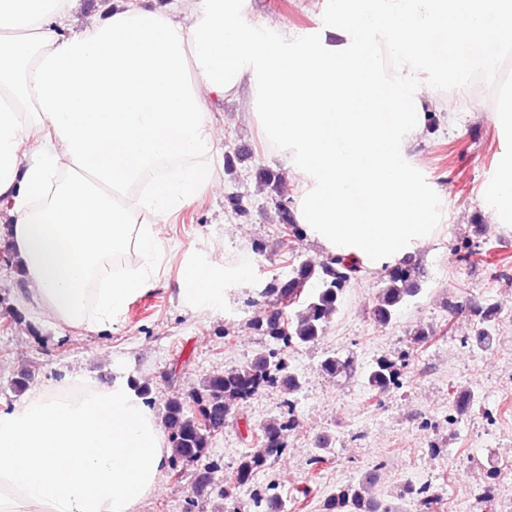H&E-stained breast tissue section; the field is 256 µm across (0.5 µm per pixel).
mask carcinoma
Listing matches in <instances>:
<instances>
[{
    "mask_svg": "<svg viewBox=\"0 0 512 512\" xmlns=\"http://www.w3.org/2000/svg\"><path fill=\"white\" fill-rule=\"evenodd\" d=\"M265 186L279 197L280 221L288 230L290 263L288 276L264 289L263 294L274 297L272 309L254 320L253 326L269 337L271 347L259 353L247 365L206 378L192 396V403L171 399L165 407L164 427L168 430L172 449L171 463H194L208 458L213 432L239 413L250 400L271 385L290 396L302 383L298 375L285 370L284 355L290 348H299L320 340L327 324L338 313L346 288L360 272V267L342 257L331 256L315 267L299 259L295 244L302 238L299 225L292 219L288 202L284 200L282 184L270 169L260 172ZM424 272L409 261L387 270L371 310L372 319L390 324L400 309L421 289ZM495 309L477 310L483 325L475 337L478 348L492 347ZM322 373L331 378L351 375L354 360L349 356L329 353L320 363ZM400 369L395 361L377 360L363 373L365 385L383 392L400 385ZM285 419H276L262 428L256 448L240 459L235 467L236 484H248L255 472L281 458L287 447ZM374 476L366 475L355 483L336 489L323 504V512H399L391 501L381 500L372 492ZM256 505H265V512H284L274 493L258 492Z\"/></svg>",
    "mask_w": 512,
    "mask_h": 512,
    "instance_id": "cac0c4a2",
    "label": "carcinoma"
}]
</instances>
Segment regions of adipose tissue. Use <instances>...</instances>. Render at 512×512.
I'll return each mask as SVG.
<instances>
[{
	"instance_id": "1",
	"label": "adipose tissue",
	"mask_w": 512,
	"mask_h": 512,
	"mask_svg": "<svg viewBox=\"0 0 512 512\" xmlns=\"http://www.w3.org/2000/svg\"><path fill=\"white\" fill-rule=\"evenodd\" d=\"M250 7L112 0L99 19L81 0H0V202L45 320L108 331L151 286L158 225L217 181L213 108L227 98L284 161L293 217L325 253L380 270L441 233L444 195L413 153L439 104L431 76L492 72L512 0H335L333 39L313 50L254 27ZM482 196L512 235V150ZM249 277L207 256L182 293L212 311ZM170 455L128 383L34 389L0 406V512H137Z\"/></svg>"
}]
</instances>
